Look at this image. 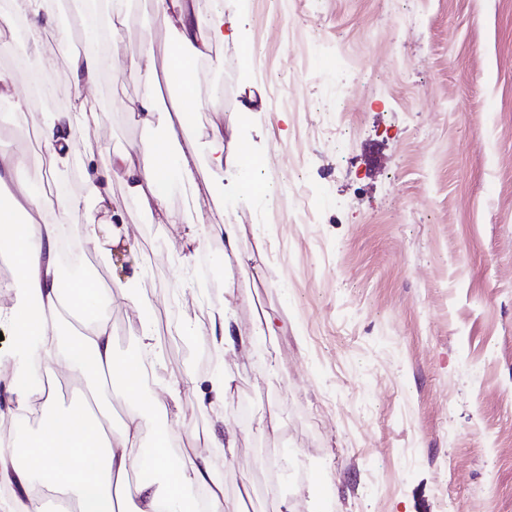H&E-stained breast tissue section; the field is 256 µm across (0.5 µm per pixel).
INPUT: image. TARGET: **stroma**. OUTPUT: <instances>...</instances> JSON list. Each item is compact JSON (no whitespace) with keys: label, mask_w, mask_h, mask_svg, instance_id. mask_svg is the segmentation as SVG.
Masks as SVG:
<instances>
[{"label":"stroma","mask_w":512,"mask_h":512,"mask_svg":"<svg viewBox=\"0 0 512 512\" xmlns=\"http://www.w3.org/2000/svg\"><path fill=\"white\" fill-rule=\"evenodd\" d=\"M194 4L235 14L239 31L197 62L192 99L164 72L175 32L154 0H133L88 94L100 120L73 128L66 169L78 196L88 145H148L130 110L147 94L194 114L185 147L203 150L221 121L262 158L198 179L203 222L237 228L221 265V238L161 223L112 181L123 221L103 233L97 267L113 348L134 353L151 318L179 383L167 413H145L144 447L173 430L176 452L211 456L241 512H512V0ZM63 26L46 30L40 76L67 111ZM148 49L149 83L131 73ZM47 121L32 106L0 112V155H23L16 180L40 196ZM247 180L268 188L260 204L243 199ZM222 309L247 342L214 368ZM264 313L273 335L255 333ZM219 373L231 390L214 400ZM271 414L274 436L260 426ZM228 428L230 464L212 445Z\"/></svg>","instance_id":"35a3bbf8"}]
</instances>
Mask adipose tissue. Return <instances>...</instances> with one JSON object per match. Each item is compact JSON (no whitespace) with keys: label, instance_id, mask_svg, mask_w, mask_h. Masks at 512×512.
<instances>
[{"label":"adipose tissue","instance_id":"adipose-tissue-1","mask_svg":"<svg viewBox=\"0 0 512 512\" xmlns=\"http://www.w3.org/2000/svg\"><path fill=\"white\" fill-rule=\"evenodd\" d=\"M52 2L10 0L9 11L0 13V31L13 30L17 17L27 18L23 38L32 77L43 67L41 37ZM86 2L89 9L81 15L80 26L87 45L71 55L65 81L72 109L55 113L41 129L42 148L54 173L69 163L75 119L87 124L98 120L85 92L109 66L111 52L95 45V30L101 26L107 34H115L117 22L129 10V0ZM155 6L162 21L179 34L167 77L181 88L184 98H191L196 61L208 56L212 44L236 34L237 19L220 10L201 18L188 10L185 0H155ZM202 28L207 29V38H197ZM132 110L139 123L160 133V140L113 155L88 146L82 196H61L52 205L29 192L20 200L0 199V244L14 245L10 262L21 291L16 302L0 305V325H8L14 335V419L23 426L36 422L39 428L25 440L0 434V484L22 489L9 512H46L44 491L49 487L72 500L77 512H195V496L201 488L207 491L205 512H237L225 500L224 483L215 475L209 457L190 449L172 457L166 435L157 440L151 455L143 454V413L166 410L167 398L177 394L178 384L164 368L155 370L162 396L136 401L122 425H112L113 391L133 393L129 377H143L145 360L159 356L152 323L144 322L136 351L118 358L106 314L111 289L96 281L62 284L58 252L62 229L85 202L109 207L113 175H122L130 192L165 223L192 221L189 213H174L166 207L173 176H180L188 190L196 188L198 160L182 148L189 119L172 120L151 97L138 100ZM33 365L77 375L83 382L81 400L58 410L55 395L42 382L21 379L24 367Z\"/></svg>","mask_w":512,"mask_h":512}]
</instances>
